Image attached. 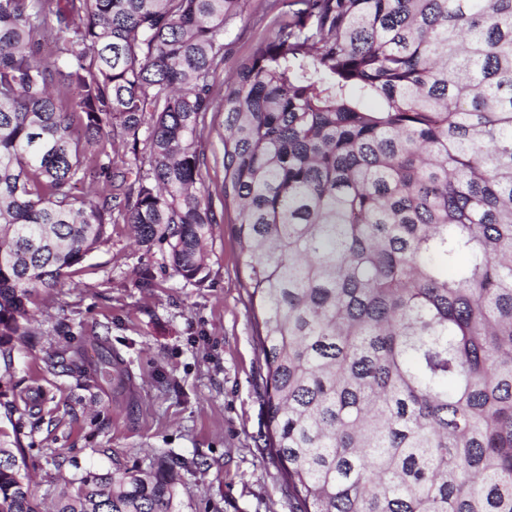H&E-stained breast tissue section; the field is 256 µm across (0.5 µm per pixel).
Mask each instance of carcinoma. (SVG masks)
Instances as JSON below:
<instances>
[{
  "label": "carcinoma",
  "mask_w": 512,
  "mask_h": 512,
  "mask_svg": "<svg viewBox=\"0 0 512 512\" xmlns=\"http://www.w3.org/2000/svg\"><path fill=\"white\" fill-rule=\"evenodd\" d=\"M243 2L0 0V361L112 224L207 278L218 110L265 448L298 512H512V0H302L217 106ZM117 133L126 167L87 160ZM80 359L125 385L102 339ZM0 512H43L2 431ZM50 512H181L176 475L65 479Z\"/></svg>",
  "instance_id": "carcinoma-1"
}]
</instances>
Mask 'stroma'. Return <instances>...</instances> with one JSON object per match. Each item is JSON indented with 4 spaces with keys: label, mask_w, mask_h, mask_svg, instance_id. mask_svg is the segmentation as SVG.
Instances as JSON below:
<instances>
[{
    "label": "stroma",
    "mask_w": 512,
    "mask_h": 512,
    "mask_svg": "<svg viewBox=\"0 0 512 512\" xmlns=\"http://www.w3.org/2000/svg\"><path fill=\"white\" fill-rule=\"evenodd\" d=\"M298 0H245L224 32L215 97L239 62L292 19ZM223 113L206 118L202 182L218 222L207 245L209 275L188 284L162 245L141 246L130 225L68 271L31 307L29 335L0 370V430L18 436L31 488L50 507L62 479L89 472L139 474L157 458L192 461L178 486L182 512H296L278 459L264 446L266 366L242 286L241 245L224 208ZM152 287L141 285L143 273ZM106 336L130 375L117 394L68 358Z\"/></svg>",
    "instance_id": "stroma-1"
}]
</instances>
